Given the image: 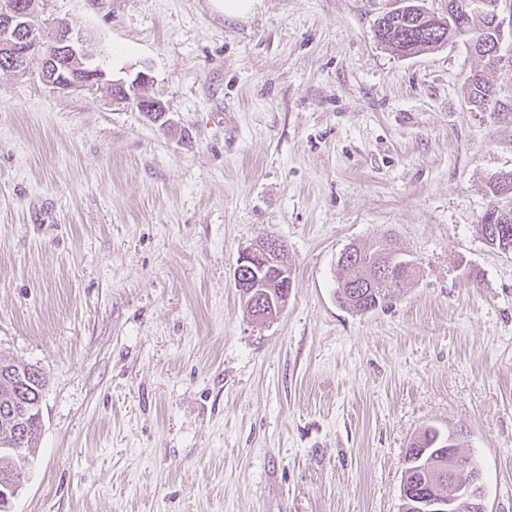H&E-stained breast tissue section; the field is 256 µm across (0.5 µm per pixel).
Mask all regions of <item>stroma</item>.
I'll list each match as a JSON object with an SVG mask.
<instances>
[{
    "mask_svg": "<svg viewBox=\"0 0 512 512\" xmlns=\"http://www.w3.org/2000/svg\"><path fill=\"white\" fill-rule=\"evenodd\" d=\"M40 2L167 112L0 71V355L46 379L11 512H401L428 426L512 512V254L478 229L512 51L399 56L374 36L396 0ZM476 70L504 111L471 108ZM266 236L292 288L262 323L234 271ZM384 236L419 281L341 308L340 253ZM218 10L228 18H244L251 14L259 0H214Z\"/></svg>",
    "mask_w": 512,
    "mask_h": 512,
    "instance_id": "1",
    "label": "stroma"
}]
</instances>
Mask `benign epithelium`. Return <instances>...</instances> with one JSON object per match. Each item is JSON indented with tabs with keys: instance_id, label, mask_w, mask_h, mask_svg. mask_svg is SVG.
<instances>
[{
	"instance_id": "benign-epithelium-1",
	"label": "benign epithelium",
	"mask_w": 512,
	"mask_h": 512,
	"mask_svg": "<svg viewBox=\"0 0 512 512\" xmlns=\"http://www.w3.org/2000/svg\"><path fill=\"white\" fill-rule=\"evenodd\" d=\"M493 10L494 26L498 31L495 56L503 59L501 44L504 27L512 29V5L502 7L500 0H471L468 10L476 13ZM37 11L33 4L21 0H4L0 3V55L7 58L11 70L25 74L31 58L42 60L40 80L57 93L68 94L74 91L93 92L106 80V72L91 64L80 35L72 32L68 23L55 16H41L40 22H32ZM151 77L140 72L129 83L114 80L110 83L113 103H133L149 117L165 112L164 105L147 95L145 88ZM280 248V241L274 237L245 251L240 255L234 272L235 287L243 297L251 296L252 275L257 273L268 259V255ZM454 438L448 439V485L446 498H427L422 512H459L460 506L470 504L478 512H486L483 488L480 485L481 473L469 469L467 461L451 449ZM23 485V477L13 472L0 475V508L9 510L11 499Z\"/></svg>"
}]
</instances>
